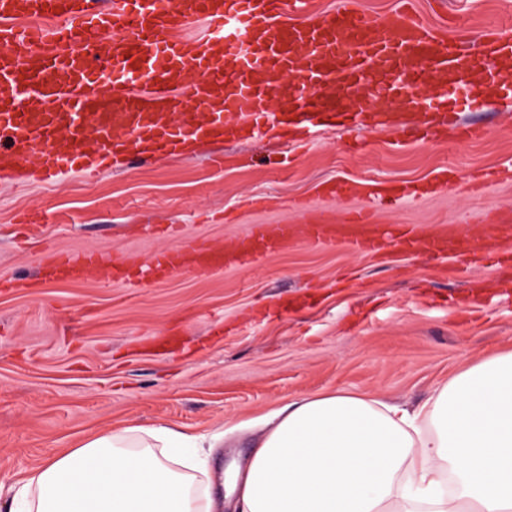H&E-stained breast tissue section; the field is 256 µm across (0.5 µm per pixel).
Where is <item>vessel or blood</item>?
<instances>
[{
	"label": "vessel or blood",
	"instance_id": "b4317fda",
	"mask_svg": "<svg viewBox=\"0 0 512 512\" xmlns=\"http://www.w3.org/2000/svg\"><path fill=\"white\" fill-rule=\"evenodd\" d=\"M305 0H0V171L31 163L45 176L75 169L93 176L147 157H193L205 142L261 139L291 125L314 139L342 119L378 128L391 114L376 99L398 100L401 84H438L428 108L440 126L406 122L400 144L435 139L439 131L477 139L480 127L460 126L448 113L447 87L471 88V73L488 56L512 57L501 27L450 40L409 12L390 22L349 6L301 22L289 21ZM205 19L213 32L186 36ZM486 71L489 84L511 81ZM414 187H368L366 199L392 203ZM403 250L446 255L448 238H418L414 229L387 233L356 217L307 226L306 244H345L381 251L388 238ZM293 225L263 224L242 248L208 242L189 250H162L155 278L186 270L222 271L259 262L297 244ZM95 259L69 254L45 263V275L85 276ZM115 278L139 285L130 256L112 261Z\"/></svg>",
	"mask_w": 512,
	"mask_h": 512
}]
</instances>
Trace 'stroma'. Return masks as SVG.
<instances>
[{"label":"stroma","mask_w":512,"mask_h":512,"mask_svg":"<svg viewBox=\"0 0 512 512\" xmlns=\"http://www.w3.org/2000/svg\"><path fill=\"white\" fill-rule=\"evenodd\" d=\"M369 16L408 9L447 38L500 24L512 0H356ZM481 139L398 146V128L336 129L281 166L277 141L225 142L206 155L141 160L94 179L68 170L0 175V512L25 478L59 451L126 426L232 430L206 451L209 475L246 457L234 426L303 395L347 390L412 406L470 365L512 350V287L494 261L377 255L300 245L253 266L187 272L138 288L107 283L119 254L148 265L197 240L236 244L256 224H303L310 210L345 222L363 200L319 195L326 181L446 186L374 211L376 222L479 243L512 217V180L469 192L467 180L512 162V112L499 98L458 115ZM37 212L41 223H18ZM90 252L77 281L44 279L53 254ZM487 308L470 310L476 291Z\"/></svg>","instance_id":"obj_1"}]
</instances>
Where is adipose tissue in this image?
<instances>
[{
	"label": "adipose tissue",
	"mask_w": 512,
	"mask_h": 512,
	"mask_svg": "<svg viewBox=\"0 0 512 512\" xmlns=\"http://www.w3.org/2000/svg\"><path fill=\"white\" fill-rule=\"evenodd\" d=\"M197 441L167 426L94 437L33 473L26 512H221L192 487ZM228 480L245 512H512V350L412 409L343 391L288 403Z\"/></svg>",
	"instance_id": "1"
}]
</instances>
